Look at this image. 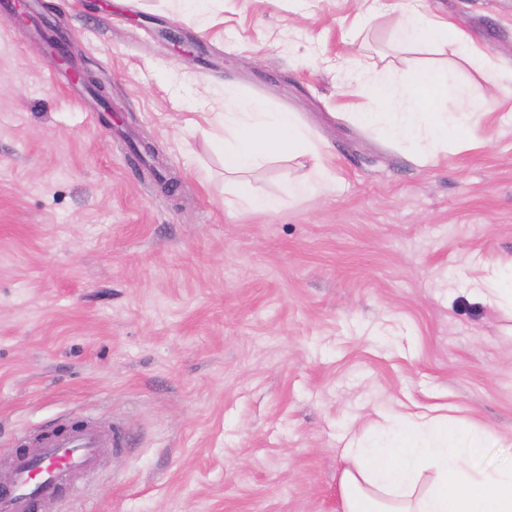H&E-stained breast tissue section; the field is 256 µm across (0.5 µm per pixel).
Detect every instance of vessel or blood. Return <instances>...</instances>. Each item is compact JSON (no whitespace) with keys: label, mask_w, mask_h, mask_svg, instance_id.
Masks as SVG:
<instances>
[{"label":"vessel or blood","mask_w":512,"mask_h":512,"mask_svg":"<svg viewBox=\"0 0 512 512\" xmlns=\"http://www.w3.org/2000/svg\"><path fill=\"white\" fill-rule=\"evenodd\" d=\"M122 443L121 431L109 433L90 421L27 435L0 476V512H39L43 501L98 467L102 448Z\"/></svg>","instance_id":"1"}]
</instances>
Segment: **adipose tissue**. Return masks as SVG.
<instances>
[{
	"label": "adipose tissue",
	"instance_id": "adipose-tissue-1",
	"mask_svg": "<svg viewBox=\"0 0 512 512\" xmlns=\"http://www.w3.org/2000/svg\"><path fill=\"white\" fill-rule=\"evenodd\" d=\"M391 10L397 15L398 46L450 43L463 59L512 78V67L497 66L426 0H394ZM356 66L366 75L352 91L361 100L356 120L380 126L386 137L405 145L424 165L437 162L457 145L462 129L478 124L494 110L493 103L476 108L464 98L455 116H448L449 76L431 67L416 70L400 83L389 66L366 59ZM317 152L294 115L267 111L258 101L225 99L224 173L243 205L278 209L276 198L255 194L247 180L276 156L316 157L309 177L289 185V196L334 191L336 177ZM417 426L407 417L372 444L349 439L342 450L346 463L340 479L342 512H512V465L487 469L465 454L466 449L481 448L486 433L451 425L440 417L426 421V436L418 435Z\"/></svg>",
	"mask_w": 512,
	"mask_h": 512
}]
</instances>
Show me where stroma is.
<instances>
[{"label": "stroma", "instance_id": "stroma-1", "mask_svg": "<svg viewBox=\"0 0 512 512\" xmlns=\"http://www.w3.org/2000/svg\"><path fill=\"white\" fill-rule=\"evenodd\" d=\"M391 2L366 29L364 0H40L0 22V467L64 420L126 434L41 512H342L348 436L434 407L490 430L480 466L512 465V309L482 290L512 269V83L397 47ZM427 2L512 64V0ZM366 55L499 107L418 165L344 111L361 74L338 60ZM228 95L295 113L335 190L289 197L312 161L275 160L250 180L279 210L239 204L203 119Z\"/></svg>", "mask_w": 512, "mask_h": 512}]
</instances>
